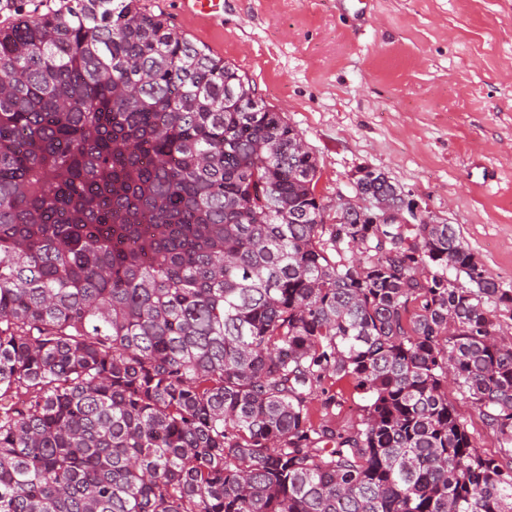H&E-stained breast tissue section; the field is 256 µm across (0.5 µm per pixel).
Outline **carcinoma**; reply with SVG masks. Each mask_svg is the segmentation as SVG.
Instances as JSON below:
<instances>
[{"instance_id": "1", "label": "carcinoma", "mask_w": 512, "mask_h": 512, "mask_svg": "<svg viewBox=\"0 0 512 512\" xmlns=\"http://www.w3.org/2000/svg\"><path fill=\"white\" fill-rule=\"evenodd\" d=\"M300 139L139 0L0 27V512H512V289ZM328 396L336 403L329 410L321 405V397L312 404L311 418L315 424H327L334 429H345L360 419L361 406L365 404L363 396L355 389L349 379L329 380L325 385ZM452 401L458 413L469 423L476 445L487 453H497L499 444L496 437L485 428L471 403L456 395L452 396Z\"/></svg>"}]
</instances>
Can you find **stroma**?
Masks as SVG:
<instances>
[{"mask_svg":"<svg viewBox=\"0 0 512 512\" xmlns=\"http://www.w3.org/2000/svg\"><path fill=\"white\" fill-rule=\"evenodd\" d=\"M141 2L284 113L326 204L355 197L357 169L381 170L512 288V0H224L213 20ZM326 389L336 403L313 402V422H358L352 381Z\"/></svg>","mask_w":512,"mask_h":512,"instance_id":"obj_1","label":"stroma"}]
</instances>
